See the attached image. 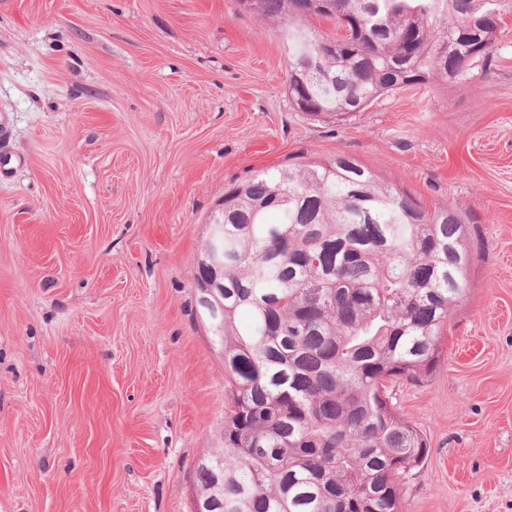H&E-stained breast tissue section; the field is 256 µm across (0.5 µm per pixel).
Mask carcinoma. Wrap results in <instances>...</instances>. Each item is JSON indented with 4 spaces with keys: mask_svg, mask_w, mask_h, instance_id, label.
Listing matches in <instances>:
<instances>
[{
    "mask_svg": "<svg viewBox=\"0 0 512 512\" xmlns=\"http://www.w3.org/2000/svg\"><path fill=\"white\" fill-rule=\"evenodd\" d=\"M288 96L338 122L384 94L490 69L512 0H259ZM330 21L336 33L315 30ZM224 433L196 464L204 512H401L429 453L389 384L423 383L469 290L467 218L342 155L224 189Z\"/></svg>",
    "mask_w": 512,
    "mask_h": 512,
    "instance_id": "cac0c4a2",
    "label": "carcinoma"
}]
</instances>
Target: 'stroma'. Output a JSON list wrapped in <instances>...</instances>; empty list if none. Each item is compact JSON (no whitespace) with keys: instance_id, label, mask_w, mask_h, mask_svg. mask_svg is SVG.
Here are the masks:
<instances>
[{"instance_id":"stroma-1","label":"stroma","mask_w":512,"mask_h":512,"mask_svg":"<svg viewBox=\"0 0 512 512\" xmlns=\"http://www.w3.org/2000/svg\"><path fill=\"white\" fill-rule=\"evenodd\" d=\"M489 72L336 123L297 112L278 33L237 0H0V512H194L224 431L196 307L230 183L356 158L469 221V292L403 512H512V17Z\"/></svg>"}]
</instances>
